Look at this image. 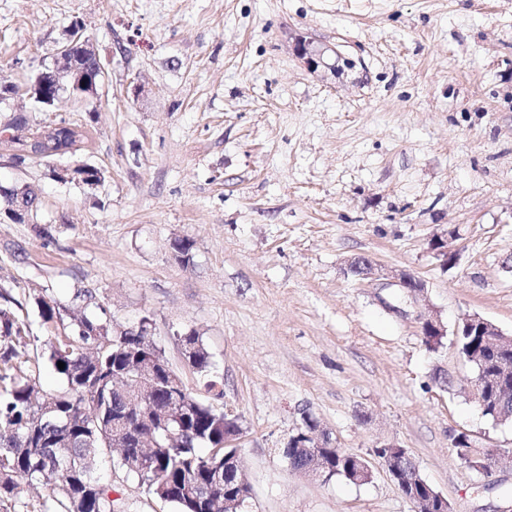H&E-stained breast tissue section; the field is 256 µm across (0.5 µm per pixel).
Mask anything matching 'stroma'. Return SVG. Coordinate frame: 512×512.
<instances>
[{"instance_id":"stroma-1","label":"stroma","mask_w":512,"mask_h":512,"mask_svg":"<svg viewBox=\"0 0 512 512\" xmlns=\"http://www.w3.org/2000/svg\"><path fill=\"white\" fill-rule=\"evenodd\" d=\"M75 20L108 79L52 118L85 126L65 160L104 182H56L0 136V186L41 203L0 224V291L27 302L33 334L38 294L67 307L87 288L116 324L150 317L188 390L209 401L218 381L243 420L244 512H414L374 455L388 442L453 512L511 505L512 421L473 399L451 332L477 314L512 336V0H0V78L36 72ZM359 255L384 277L347 276ZM398 270L424 292L404 294ZM428 319L448 331L435 350ZM192 329L210 378L182 358ZM307 415L370 482L290 471L279 449ZM459 432L498 468L461 465ZM100 475L117 512H173L110 462ZM4 192L10 198V202H11L12 206L14 205L16 207H24V208L28 209V211L23 210V209H16L14 207V213H15V214H13L14 218H16L17 220H22L23 222H21V223L18 221L13 222L10 220L3 222L4 214L7 209V206L3 207L2 209H0V221L2 223H12V224L29 223L31 218H30V215L28 214V212L30 214H33V212H35V216H37L39 201H38V198H37L36 194L34 193V191L32 189H30V187L28 185H19V186H14V187L8 188V189L6 188L4 190Z\"/></svg>"}]
</instances>
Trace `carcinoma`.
I'll return each mask as SVG.
<instances>
[{
    "label": "carcinoma",
    "mask_w": 512,
    "mask_h": 512,
    "mask_svg": "<svg viewBox=\"0 0 512 512\" xmlns=\"http://www.w3.org/2000/svg\"><path fill=\"white\" fill-rule=\"evenodd\" d=\"M45 128L40 121L32 124L29 139L16 142V151L31 149L43 159L60 158L85 138L80 126L64 120L49 133ZM5 194L12 205L30 213L38 211V198L29 186H14ZM173 250L182 265L193 262L189 239L174 240ZM74 300L83 303L85 311L70 316L66 324L57 301L34 298L48 336L40 348L23 304L8 292H0V501L19 500L26 490L41 487L44 495L30 504L32 512H114L112 484L103 482L97 472L104 456L112 452V417L123 414L141 385L137 372L131 371L123 391L114 390L112 369L131 367L139 349L153 348L141 345V337L128 329L123 331V343H118L119 326L90 290H78ZM182 342L189 366L208 376L211 356L200 336L191 331ZM456 344L463 356L487 371L503 361L512 363V338L496 336L489 343L473 328L456 337ZM31 349L55 369L66 385L64 391L36 389L37 366L31 362ZM60 361L65 363L62 370L58 369ZM180 384L182 379L175 373L159 376L150 395L151 406L166 407L180 392ZM483 397L485 415L501 421L512 418V412L500 409L495 387L484 386ZM193 399L180 441L171 440L167 428L152 418L154 447L116 459L145 494L172 505L176 512H207V501L186 490L190 479L207 487L214 500L224 501V434L236 429V421L225 419L224 409L196 395ZM470 442L468 434L458 433L454 453L463 465L470 462ZM334 466L335 477L349 481L356 459L341 453L335 456ZM407 484L410 492L436 494L412 470L407 472Z\"/></svg>",
    "instance_id": "cac0c4a2"
}]
</instances>
